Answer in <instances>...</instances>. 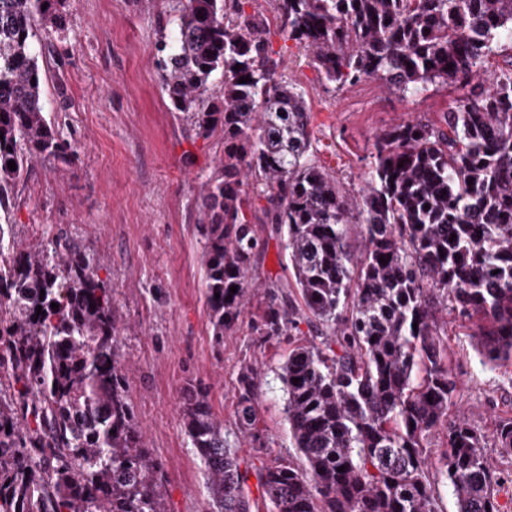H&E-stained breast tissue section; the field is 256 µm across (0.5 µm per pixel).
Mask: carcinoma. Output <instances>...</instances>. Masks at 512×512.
I'll return each instance as SVG.
<instances>
[{
	"label": "carcinoma",
	"instance_id": "carcinoma-1",
	"mask_svg": "<svg viewBox=\"0 0 512 512\" xmlns=\"http://www.w3.org/2000/svg\"><path fill=\"white\" fill-rule=\"evenodd\" d=\"M171 2L179 23L162 85L197 136L224 129V165L202 187L213 335L238 323L259 246L242 170L264 181L260 223L286 240L292 283L252 326L268 341L291 338L280 379L305 467L258 469L267 512H441L434 473L457 512H498L485 445L512 456V419L489 437L448 421L457 381L440 319L449 308L475 320L480 356L512 364V0H273L279 35L308 49L326 82L457 92L441 124L376 136L367 189L351 199L313 159L305 92L283 79L266 21L241 0ZM61 5L0 0V512H168L162 465L125 397L112 289L67 235L22 249L9 220L32 162L67 157L33 43L40 28L67 33ZM497 55L506 66L489 86L475 82ZM258 386L242 367V434L257 435ZM184 424L212 512H253L224 423L197 390ZM434 434L445 445L435 462Z\"/></svg>",
	"mask_w": 512,
	"mask_h": 512
}]
</instances>
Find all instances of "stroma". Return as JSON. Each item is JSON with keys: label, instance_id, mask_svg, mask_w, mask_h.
<instances>
[{"label": "stroma", "instance_id": "1", "mask_svg": "<svg viewBox=\"0 0 512 512\" xmlns=\"http://www.w3.org/2000/svg\"><path fill=\"white\" fill-rule=\"evenodd\" d=\"M66 38L39 61L46 116L71 144L68 161L33 163L15 190L10 220L19 242L63 232L108 280L117 309L126 395L146 446L165 467L169 512H210L206 477L185 432L187 389L206 391L213 414L240 459L251 498L260 499V462L302 464L288 432L279 367L290 342H266L251 319L268 283L287 277L283 236L258 227L251 299L238 325L213 336L202 287L201 184L217 175L224 135L196 137L175 112L159 77L158 45L173 42L168 0H64ZM281 72L307 94L315 161L351 197L365 187L372 144L407 121L440 122L453 92L441 85L404 98L375 81L322 80L309 52L273 38ZM458 388L449 417L484 433L512 417V366L482 365L476 339L456 319L444 327ZM262 377L259 442L237 429L235 386L245 364Z\"/></svg>", "mask_w": 512, "mask_h": 512}]
</instances>
